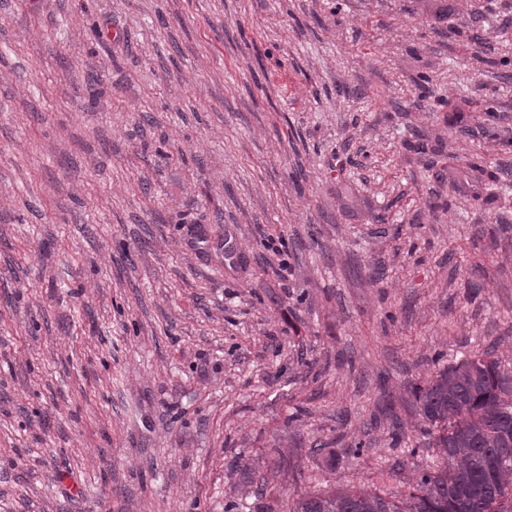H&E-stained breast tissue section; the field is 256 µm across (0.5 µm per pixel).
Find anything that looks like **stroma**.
I'll use <instances>...</instances> for the list:
<instances>
[{
    "label": "stroma",
    "instance_id": "obj_1",
    "mask_svg": "<svg viewBox=\"0 0 512 512\" xmlns=\"http://www.w3.org/2000/svg\"><path fill=\"white\" fill-rule=\"evenodd\" d=\"M485 349L512 0H0V512L404 498Z\"/></svg>",
    "mask_w": 512,
    "mask_h": 512
}]
</instances>
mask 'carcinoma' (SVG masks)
Returning a JSON list of instances; mask_svg holds the SVG:
<instances>
[{"label":"carcinoma","mask_w":512,"mask_h":512,"mask_svg":"<svg viewBox=\"0 0 512 512\" xmlns=\"http://www.w3.org/2000/svg\"><path fill=\"white\" fill-rule=\"evenodd\" d=\"M416 401L440 457L404 502L342 486L292 512H512V368L473 353L416 387Z\"/></svg>","instance_id":"cac0c4a2"}]
</instances>
